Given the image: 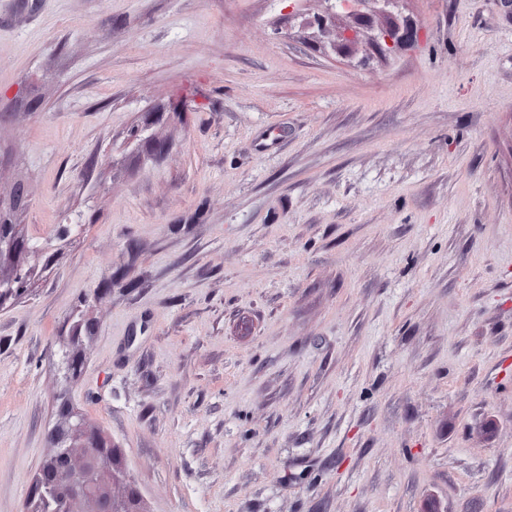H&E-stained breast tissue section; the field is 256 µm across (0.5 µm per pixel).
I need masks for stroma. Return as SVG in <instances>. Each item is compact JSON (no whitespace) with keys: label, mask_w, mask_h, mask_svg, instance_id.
Instances as JSON below:
<instances>
[{"label":"stroma","mask_w":512,"mask_h":512,"mask_svg":"<svg viewBox=\"0 0 512 512\" xmlns=\"http://www.w3.org/2000/svg\"><path fill=\"white\" fill-rule=\"evenodd\" d=\"M323 7L0 0V512L63 395L144 512H512V0ZM325 10L309 17L307 25L320 31H327L342 14L352 16L360 15V8L368 2L382 4L381 12L391 13L389 5L396 4L399 0H322ZM356 25L336 27V39L342 45H358L367 42L384 52H392L404 45L414 44L419 39L418 30L405 20L392 21L386 27L381 28L376 35L368 36L364 30V24L355 22ZM1 218L6 220L2 213ZM6 222L7 230L0 231V307L24 292L25 288L19 286L18 278L21 274L29 273V270H25L24 256L34 249L27 239L19 235L12 220ZM4 261L11 266V271L7 275L1 271Z\"/></svg>","instance_id":"obj_1"}]
</instances>
